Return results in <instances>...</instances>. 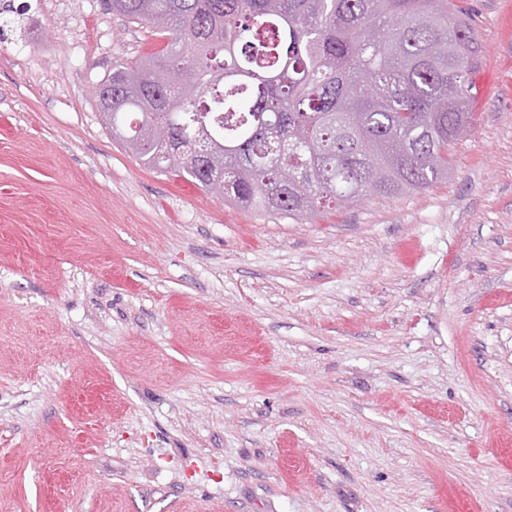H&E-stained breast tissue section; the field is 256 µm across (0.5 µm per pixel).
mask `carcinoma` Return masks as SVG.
<instances>
[{"instance_id": "1", "label": "carcinoma", "mask_w": 512, "mask_h": 512, "mask_svg": "<svg viewBox=\"0 0 512 512\" xmlns=\"http://www.w3.org/2000/svg\"><path fill=\"white\" fill-rule=\"evenodd\" d=\"M172 40L95 89L144 164L242 208L304 217L448 177L473 125L478 56L462 0H114ZM198 79H182L184 56ZM173 126L178 144L146 139ZM208 171L189 167L193 141Z\"/></svg>"}]
</instances>
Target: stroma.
I'll return each mask as SVG.
<instances>
[{"label":"stroma","instance_id":"1","mask_svg":"<svg viewBox=\"0 0 512 512\" xmlns=\"http://www.w3.org/2000/svg\"><path fill=\"white\" fill-rule=\"evenodd\" d=\"M447 179L297 218L144 166L108 0L0 32V512H512V0Z\"/></svg>","mask_w":512,"mask_h":512}]
</instances>
